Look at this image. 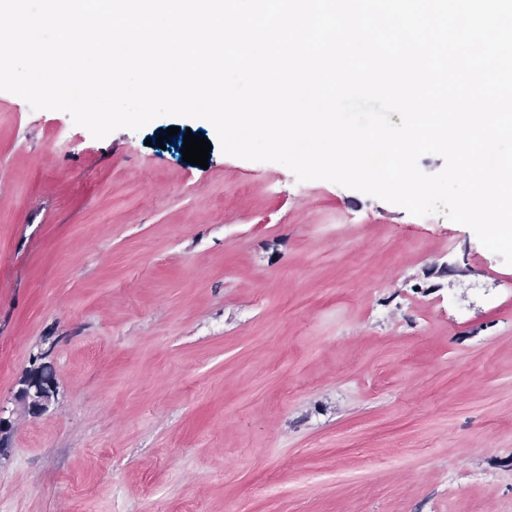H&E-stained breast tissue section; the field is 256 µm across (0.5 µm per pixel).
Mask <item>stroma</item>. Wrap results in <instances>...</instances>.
I'll return each instance as SVG.
<instances>
[{"label": "stroma", "mask_w": 512, "mask_h": 512, "mask_svg": "<svg viewBox=\"0 0 512 512\" xmlns=\"http://www.w3.org/2000/svg\"><path fill=\"white\" fill-rule=\"evenodd\" d=\"M215 138L0 91V512H512V265ZM54 385V380L48 377L41 382L32 381L31 387L25 394L27 399H31L32 414H41L50 408L57 395Z\"/></svg>", "instance_id": "stroma-1"}]
</instances>
